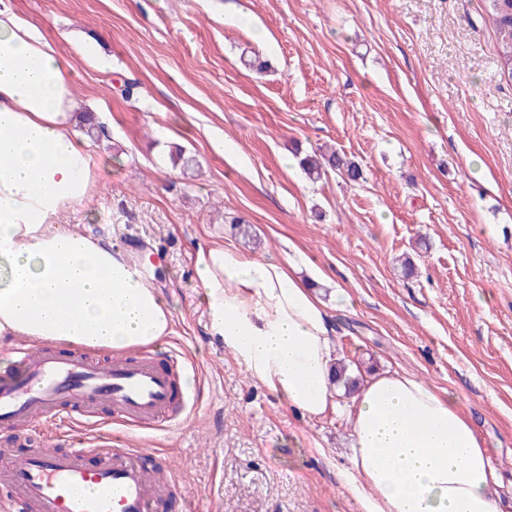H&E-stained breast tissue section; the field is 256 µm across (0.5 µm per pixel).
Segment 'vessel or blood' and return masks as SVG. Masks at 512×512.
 <instances>
[{"label": "vessel or blood", "instance_id": "vessel-or-blood-1", "mask_svg": "<svg viewBox=\"0 0 512 512\" xmlns=\"http://www.w3.org/2000/svg\"><path fill=\"white\" fill-rule=\"evenodd\" d=\"M6 354L18 372L0 377V429L83 427L105 408L120 430L76 435L64 448L34 442L19 452L1 444L0 512H157L169 483L145 449L127 447L126 431L180 424L189 408L176 386L186 371L181 354L168 352L162 363L126 350L95 361L23 340Z\"/></svg>", "mask_w": 512, "mask_h": 512}]
</instances>
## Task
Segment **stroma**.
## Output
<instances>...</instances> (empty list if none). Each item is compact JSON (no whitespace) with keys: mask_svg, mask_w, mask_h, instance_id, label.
<instances>
[{"mask_svg":"<svg viewBox=\"0 0 512 512\" xmlns=\"http://www.w3.org/2000/svg\"><path fill=\"white\" fill-rule=\"evenodd\" d=\"M0 1L54 46L75 113L99 126L95 191L68 226L146 264L172 325L144 352L194 364L188 421L137 438L171 486L161 512H363L346 412L291 411L210 335L195 255L224 242L297 256L325 302L345 292L338 358L454 395L512 512V80L485 0ZM325 145L362 180L311 182L294 153Z\"/></svg>","mask_w":512,"mask_h":512,"instance_id":"obj_1","label":"stroma"}]
</instances>
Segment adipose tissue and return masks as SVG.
Segmentation results:
<instances>
[{
	"label": "adipose tissue",
	"mask_w": 512,
	"mask_h": 512,
	"mask_svg": "<svg viewBox=\"0 0 512 512\" xmlns=\"http://www.w3.org/2000/svg\"><path fill=\"white\" fill-rule=\"evenodd\" d=\"M72 101L52 45L1 7L0 336L101 353L151 346L171 331L166 301L130 256L61 222L95 189ZM195 272L211 334L258 383L309 418L346 410V484L364 512H498V473L454 396L395 371L339 403L331 314L292 260L213 244Z\"/></svg>",
	"instance_id": "ef3b65f1"
}]
</instances>
